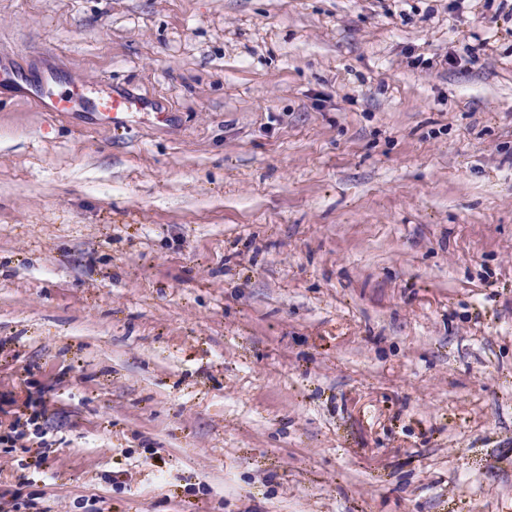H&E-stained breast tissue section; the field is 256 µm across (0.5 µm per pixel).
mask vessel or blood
<instances>
[{"label": "vessel or blood", "mask_w": 512, "mask_h": 512, "mask_svg": "<svg viewBox=\"0 0 512 512\" xmlns=\"http://www.w3.org/2000/svg\"><path fill=\"white\" fill-rule=\"evenodd\" d=\"M36 98L43 111L46 112H94L102 124L109 125L117 122L120 115L129 111L133 106L132 99L112 92L89 96L87 89L72 88L65 92H56L52 80H45L39 85Z\"/></svg>", "instance_id": "b4317fda"}]
</instances>
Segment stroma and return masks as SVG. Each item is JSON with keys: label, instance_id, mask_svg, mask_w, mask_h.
I'll return each mask as SVG.
<instances>
[{"label": "stroma", "instance_id": "35a3bbf8", "mask_svg": "<svg viewBox=\"0 0 512 512\" xmlns=\"http://www.w3.org/2000/svg\"><path fill=\"white\" fill-rule=\"evenodd\" d=\"M0 512H512V0H0ZM53 79H46L39 83L38 92L27 93V97L34 94L45 112H96L102 124L110 125L117 122L119 116L129 111L134 102L132 99L112 92H104L96 97L88 95L87 87L73 86L66 92L57 93L54 90Z\"/></svg>", "mask_w": 512, "mask_h": 512}]
</instances>
